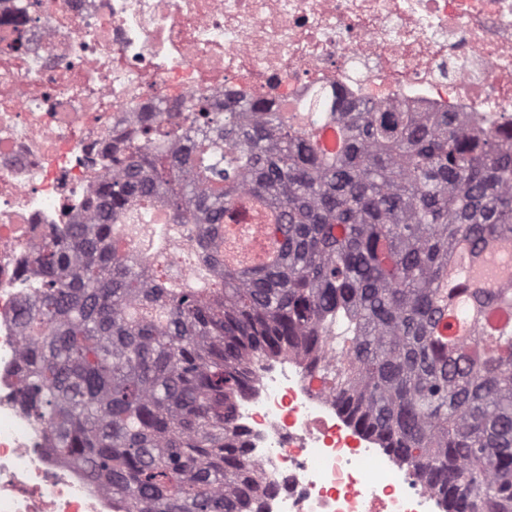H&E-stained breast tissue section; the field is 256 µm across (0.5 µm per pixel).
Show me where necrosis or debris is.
I'll use <instances>...</instances> for the list:
<instances>
[{
	"label": "necrosis or debris",
	"instance_id": "1",
	"mask_svg": "<svg viewBox=\"0 0 512 512\" xmlns=\"http://www.w3.org/2000/svg\"><path fill=\"white\" fill-rule=\"evenodd\" d=\"M401 110L512 113V0H0V512H122L55 460L20 403L25 265L86 224L116 131L192 97L299 103L316 88ZM275 483L257 512H440L299 364L239 405Z\"/></svg>",
	"mask_w": 512,
	"mask_h": 512
}]
</instances>
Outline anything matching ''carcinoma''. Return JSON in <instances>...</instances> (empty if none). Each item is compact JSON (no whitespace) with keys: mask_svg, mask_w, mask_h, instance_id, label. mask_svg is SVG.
Wrapping results in <instances>:
<instances>
[{"mask_svg":"<svg viewBox=\"0 0 512 512\" xmlns=\"http://www.w3.org/2000/svg\"><path fill=\"white\" fill-rule=\"evenodd\" d=\"M113 140L91 224H51L20 403L124 512H251L234 397L300 354L336 413L445 512H512V116L190 101ZM159 202L154 222L135 202Z\"/></svg>","mask_w":512,"mask_h":512,"instance_id":"obj_1","label":"carcinoma"}]
</instances>
